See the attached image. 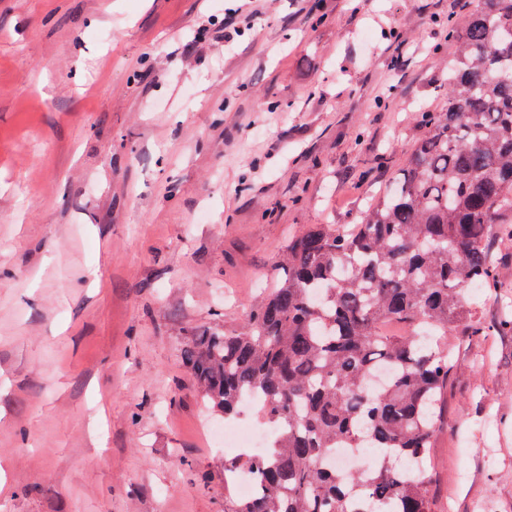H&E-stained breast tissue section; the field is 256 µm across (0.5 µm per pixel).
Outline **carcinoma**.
Returning <instances> with one entry per match:
<instances>
[{"label": "carcinoma", "mask_w": 512, "mask_h": 512, "mask_svg": "<svg viewBox=\"0 0 512 512\" xmlns=\"http://www.w3.org/2000/svg\"><path fill=\"white\" fill-rule=\"evenodd\" d=\"M448 63V107L423 115L395 188L352 228L315 224L277 262L275 288L234 332L186 333L182 363L208 411L231 421L248 395L273 433L224 463L258 490L224 512H433L436 409L452 368L441 335L469 326L471 284L495 287V242L512 241V0H464ZM371 448L374 466L327 463Z\"/></svg>", "instance_id": "1"}]
</instances>
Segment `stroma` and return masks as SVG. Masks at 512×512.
I'll return each instance as SVG.
<instances>
[{
  "mask_svg": "<svg viewBox=\"0 0 512 512\" xmlns=\"http://www.w3.org/2000/svg\"><path fill=\"white\" fill-rule=\"evenodd\" d=\"M449 0H0V512H224L187 330L350 226L442 108ZM233 15L236 32L221 21ZM435 512H512V317L466 298Z\"/></svg>",
  "mask_w": 512,
  "mask_h": 512,
  "instance_id": "obj_1",
  "label": "stroma"
}]
</instances>
